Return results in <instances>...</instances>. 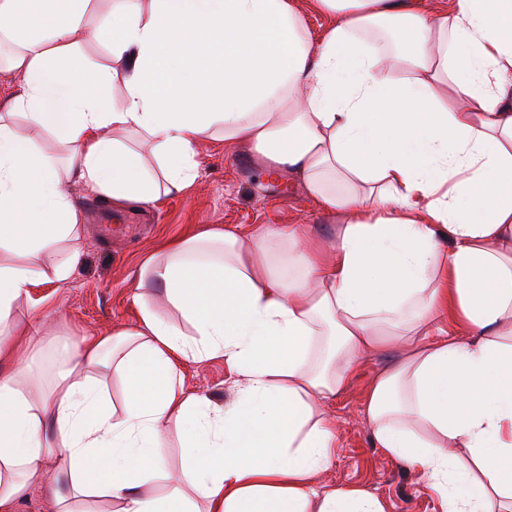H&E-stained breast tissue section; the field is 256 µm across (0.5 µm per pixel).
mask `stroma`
<instances>
[{
	"label": "stroma",
	"mask_w": 512,
	"mask_h": 512,
	"mask_svg": "<svg viewBox=\"0 0 512 512\" xmlns=\"http://www.w3.org/2000/svg\"><path fill=\"white\" fill-rule=\"evenodd\" d=\"M196 160L198 178L191 188L146 206L105 202V223L89 208V193L74 187L72 201L83 214L80 238L74 244L57 243L56 249L64 255L78 248L80 262L67 282L49 273L32 285L16 311L18 319L26 321L32 312L46 311V329L59 343L78 335L105 336L132 324L137 311L130 293L141 260L202 227L228 226L250 235L264 226L308 224L320 241L332 239L336 217L322 214L287 175L263 170L246 149L207 140L199 144ZM397 355L393 347L365 354L352 382L327 406L338 425V441L324 480L331 486L375 492L386 512H440L422 473L372 443L365 412L367 388L376 372ZM181 370L193 393L219 403L233 398L234 377L223 361L204 366L186 361Z\"/></svg>",
	"instance_id": "obj_1"
}]
</instances>
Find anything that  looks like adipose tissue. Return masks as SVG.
Wrapping results in <instances>:
<instances>
[{"mask_svg": "<svg viewBox=\"0 0 512 512\" xmlns=\"http://www.w3.org/2000/svg\"><path fill=\"white\" fill-rule=\"evenodd\" d=\"M89 2L0 0L23 78L0 115V252L27 259L0 265V512L37 487L54 512L93 497L117 512H386L319 476L337 440L323 404L390 342L405 351L369 387L374 445L419 470L442 512H512V0H115L98 65L76 53L96 36ZM309 10L334 19L317 40ZM220 139L340 218L328 248L305 224L205 229L141 261L131 328L51 350L43 316L15 322L44 267L64 282L80 260L53 248L79 235L72 185L149 204L191 187L197 145ZM183 360L223 361L233 400L189 391Z\"/></svg>", "mask_w": 512, "mask_h": 512, "instance_id": "1", "label": "adipose tissue"}]
</instances>
